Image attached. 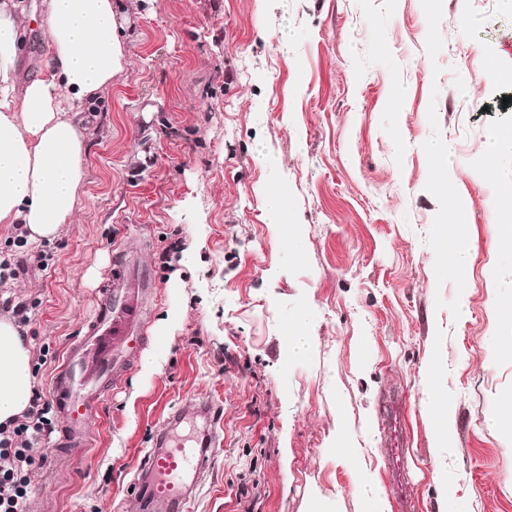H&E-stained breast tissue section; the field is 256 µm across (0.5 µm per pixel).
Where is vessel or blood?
<instances>
[{
	"label": "vessel or blood",
	"instance_id": "1",
	"mask_svg": "<svg viewBox=\"0 0 512 512\" xmlns=\"http://www.w3.org/2000/svg\"><path fill=\"white\" fill-rule=\"evenodd\" d=\"M154 291L131 281L126 267L118 266L105 288L94 298V313L80 336L69 342L51 386V397L63 425L54 442L74 456L91 447V422L105 396L122 382L145 345L165 346L162 336L146 333L148 304ZM199 432L181 433L189 415L174 410L154 435V445L142 457L133 480V496L144 512H191L201 482L211 466L210 448L222 407L200 400L195 413Z\"/></svg>",
	"mask_w": 512,
	"mask_h": 512
}]
</instances>
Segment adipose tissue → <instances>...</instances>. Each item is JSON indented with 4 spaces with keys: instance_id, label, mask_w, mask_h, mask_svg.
<instances>
[{
    "instance_id": "obj_1",
    "label": "adipose tissue",
    "mask_w": 512,
    "mask_h": 512,
    "mask_svg": "<svg viewBox=\"0 0 512 512\" xmlns=\"http://www.w3.org/2000/svg\"><path fill=\"white\" fill-rule=\"evenodd\" d=\"M115 0H43L48 51L38 75L18 76L24 0H0V224H21L34 242L71 223L86 178L80 114L123 70ZM454 270L471 254L463 199L443 216ZM31 353L15 322L0 316V424L29 407Z\"/></svg>"
}]
</instances>
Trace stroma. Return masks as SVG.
Here are the masks:
<instances>
[{"label": "stroma", "mask_w": 512, "mask_h": 512, "mask_svg": "<svg viewBox=\"0 0 512 512\" xmlns=\"http://www.w3.org/2000/svg\"><path fill=\"white\" fill-rule=\"evenodd\" d=\"M25 3L29 78L46 48L42 0ZM115 20L124 70L84 115L74 220L22 247L0 224L16 266L0 301L32 308L44 394L117 259L157 290L149 335L172 304L182 317L166 346H146L154 373L132 365L106 397L92 448H33L48 458L33 482L49 512H139L127 488L155 431L208 397L223 418L194 512H373L358 487L389 491L377 407L392 388L416 512H512V356L487 351L496 301L512 296L491 210L512 152L484 174L487 141L512 125L487 72L492 56L512 68V0H124ZM431 145L449 148L466 202L460 273L440 248ZM289 232L303 251L283 245ZM174 243L196 245L193 265L165 260ZM301 317L295 359L285 331ZM432 384L455 412L440 449Z\"/></svg>", "instance_id": "1"}]
</instances>
